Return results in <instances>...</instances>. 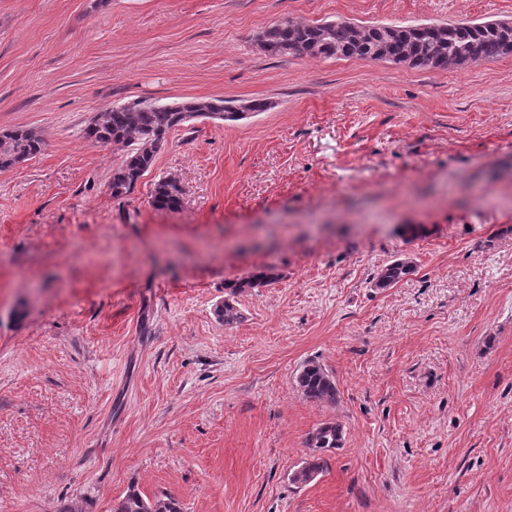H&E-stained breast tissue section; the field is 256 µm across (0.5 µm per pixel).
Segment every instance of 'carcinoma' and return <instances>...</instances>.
<instances>
[{
	"label": "carcinoma",
	"instance_id": "carcinoma-1",
	"mask_svg": "<svg viewBox=\"0 0 512 512\" xmlns=\"http://www.w3.org/2000/svg\"><path fill=\"white\" fill-rule=\"evenodd\" d=\"M257 45L270 56H310L325 59L358 58L389 62L410 68L446 69L450 66L482 63L512 55V21L486 20L463 23H426L412 25L375 24L357 26L347 21L309 24L290 19L277 21L257 37ZM264 100L234 98L191 99L175 106L132 101L97 113L88 127L89 139L103 144L129 147L123 162L112 172L109 188L112 196L130 193L153 165L167 134L197 118L240 120L254 112H264ZM44 140L29 129L0 132V169H8L39 155ZM182 190L173 178H161L154 184L152 204L162 210L180 207ZM414 271L413 262L396 259L378 270L374 287L391 288ZM278 274L267 267L224 285L227 297L217 307L218 319L231 328L241 319L234 297L274 283ZM303 395L317 402L336 401L333 377L318 363L310 361L297 377ZM343 439L340 424L329 421L307 438L312 452L338 448ZM323 470L320 458L311 456L291 474L297 485L312 482ZM114 512H181L170 497H144L135 487L115 507Z\"/></svg>",
	"mask_w": 512,
	"mask_h": 512
}]
</instances>
